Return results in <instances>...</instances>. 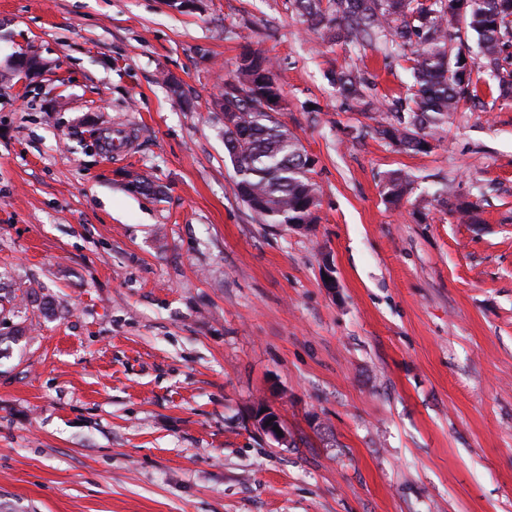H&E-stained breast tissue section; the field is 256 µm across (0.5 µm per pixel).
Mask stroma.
Returning a JSON list of instances; mask_svg holds the SVG:
<instances>
[{
	"label": "stroma",
	"mask_w": 512,
	"mask_h": 512,
	"mask_svg": "<svg viewBox=\"0 0 512 512\" xmlns=\"http://www.w3.org/2000/svg\"><path fill=\"white\" fill-rule=\"evenodd\" d=\"M246 43L317 159L307 232L234 193L213 100ZM349 66L377 115L407 93L290 0H0V289L56 305L0 342V512H512V102L406 153L331 84ZM412 180L408 174L402 172H394L391 174L384 184V197L387 202L395 203L409 193ZM262 409H265V412H262ZM249 419L252 426L259 433L279 443L287 442L288 431L283 426L280 415L263 401L257 403ZM274 426H277L283 432V435H278V433L273 430Z\"/></svg>",
	"instance_id": "obj_1"
}]
</instances>
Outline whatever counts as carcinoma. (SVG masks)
Segmentation results:
<instances>
[{
  "instance_id": "cac0c4a2",
  "label": "carcinoma",
  "mask_w": 512,
  "mask_h": 512,
  "mask_svg": "<svg viewBox=\"0 0 512 512\" xmlns=\"http://www.w3.org/2000/svg\"><path fill=\"white\" fill-rule=\"evenodd\" d=\"M293 7L307 30L328 43L381 46L410 63L408 95L392 101L393 121L374 127L406 152H428L434 131L463 102L512 100V0H293ZM332 82L350 104L375 109L366 78L341 69ZM219 96L224 110L239 113L234 127L224 126L225 150L236 154L235 195L268 224L316 223L320 189L306 150L278 118L286 97L271 58L243 46ZM411 185L409 175L391 174L386 201H400ZM25 299L44 314L53 311L39 290H26Z\"/></svg>"
}]
</instances>
